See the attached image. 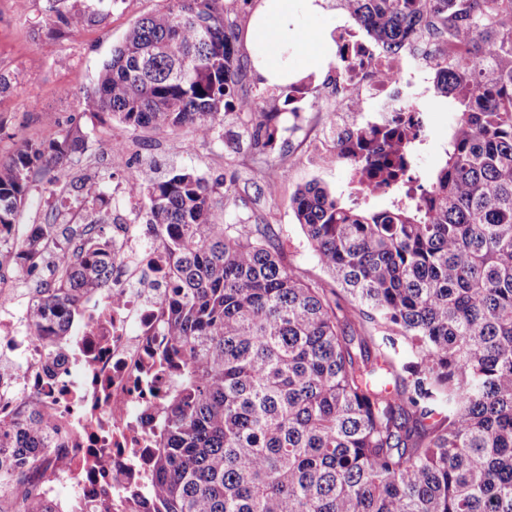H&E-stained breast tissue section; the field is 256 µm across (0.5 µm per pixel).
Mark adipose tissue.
<instances>
[{
    "label": "adipose tissue",
    "instance_id": "1",
    "mask_svg": "<svg viewBox=\"0 0 512 512\" xmlns=\"http://www.w3.org/2000/svg\"><path fill=\"white\" fill-rule=\"evenodd\" d=\"M325 0H258L245 33L252 67L265 87L285 86L328 73L336 63L334 21L324 18ZM317 19L300 26L299 15Z\"/></svg>",
    "mask_w": 512,
    "mask_h": 512
}]
</instances>
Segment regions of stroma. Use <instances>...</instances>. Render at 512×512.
<instances>
[{
	"label": "stroma",
	"instance_id": "35a3bbf8",
	"mask_svg": "<svg viewBox=\"0 0 512 512\" xmlns=\"http://www.w3.org/2000/svg\"><path fill=\"white\" fill-rule=\"evenodd\" d=\"M79 10H95L94 23L77 30L66 29L47 10V0H0V74L10 80L8 91L0 95V163L24 142H48L68 126L85 136L79 162L51 171L58 188L74 178L110 170L104 190L120 204L119 213L130 217L121 175L130 168L149 165L165 173L174 167L196 170L208 180L225 179L231 214H256L282 229L289 263L315 279L323 273L296 224L290 198L297 186L319 181L336 195L348 194L349 176L335 164L315 165L306 158L323 115L310 112L297 133L282 132L279 152L288 157V175L279 182L274 195L256 196L248 169L250 151L241 141L242 129L235 119H227V138L236 147H213L196 140L190 129L172 134L164 131L126 128L109 115L91 116L85 97L96 84L103 64L135 20L164 6V0H70ZM428 126L424 153L414 174L422 184H430L444 160L448 133L454 114L448 101L435 92L427 94ZM127 146L124 154L109 151L112 142Z\"/></svg>",
	"mask_w": 512,
	"mask_h": 512
}]
</instances>
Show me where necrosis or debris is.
I'll return each instance as SVG.
<instances>
[{"mask_svg": "<svg viewBox=\"0 0 512 512\" xmlns=\"http://www.w3.org/2000/svg\"><path fill=\"white\" fill-rule=\"evenodd\" d=\"M336 88L317 141L337 165L347 166L360 139H374L414 113L406 95H420L437 61L432 49L412 38L387 52L350 25L332 32ZM116 255L112 285L83 304V317L68 348L55 352L52 337L31 335L16 313L15 280L0 284V426L38 408L52 423V449L36 455L9 496L32 490L36 498L85 512L124 485L150 486L152 426L170 385L148 367L168 344L160 332L170 293L167 256L159 239L116 224L110 238Z\"/></svg>", "mask_w": 512, "mask_h": 512, "instance_id": "obj_1", "label": "necrosis or debris"}]
</instances>
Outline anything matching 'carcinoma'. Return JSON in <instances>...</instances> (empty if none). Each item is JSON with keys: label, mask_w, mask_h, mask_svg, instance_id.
Instances as JSON below:
<instances>
[{"label": "carcinoma", "mask_w": 512, "mask_h": 512, "mask_svg": "<svg viewBox=\"0 0 512 512\" xmlns=\"http://www.w3.org/2000/svg\"><path fill=\"white\" fill-rule=\"evenodd\" d=\"M387 51L432 41L436 93L455 121L434 181L408 188V129L391 151L362 146L349 201L310 183L290 203L320 268L286 261L279 228L221 210L193 170L136 167L125 183L168 252L172 294L158 366L173 376L156 426L154 486L141 512H512V0H342ZM74 30L95 14L48 0ZM237 14L224 0H167L133 22L87 100L136 131L192 130L224 142L245 118L257 194L287 169L276 154L294 86L266 103L241 95ZM68 127L0 164V277L48 271L33 290L34 336L64 351L82 300L111 284L103 225L112 199L70 182L50 214L16 236L37 178L73 162ZM393 195L388 208L366 207ZM51 448L36 410L0 428V481Z\"/></svg>", "instance_id": "cac0c4a2"}]
</instances>
